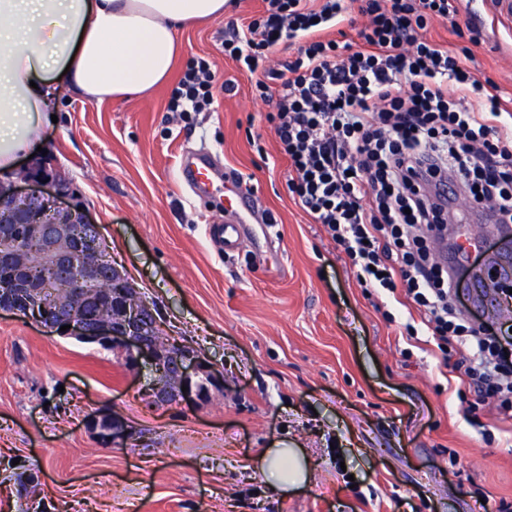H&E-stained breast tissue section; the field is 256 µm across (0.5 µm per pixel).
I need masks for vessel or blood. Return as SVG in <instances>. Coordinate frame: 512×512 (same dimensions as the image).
Instances as JSON below:
<instances>
[{"label":"vessel or blood","instance_id":"obj_1","mask_svg":"<svg viewBox=\"0 0 512 512\" xmlns=\"http://www.w3.org/2000/svg\"><path fill=\"white\" fill-rule=\"evenodd\" d=\"M470 10L472 21L478 25L490 17L500 22L512 21V0H471ZM179 173L181 181L189 184L199 197L205 198L211 210L223 212L224 221L216 225L213 237L224 252L237 250L251 225L263 233L265 242H272L273 237L262 220L259 197L243 184L237 170L218 166L210 152L199 151L180 165ZM481 243L479 233L468 231L459 234L451 248L445 241L436 240L435 249L455 264L463 261Z\"/></svg>","mask_w":512,"mask_h":512}]
</instances>
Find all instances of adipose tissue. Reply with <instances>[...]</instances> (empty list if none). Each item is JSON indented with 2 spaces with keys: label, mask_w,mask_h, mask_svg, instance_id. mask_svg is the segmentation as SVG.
<instances>
[{
  "label": "adipose tissue",
  "mask_w": 512,
  "mask_h": 512,
  "mask_svg": "<svg viewBox=\"0 0 512 512\" xmlns=\"http://www.w3.org/2000/svg\"><path fill=\"white\" fill-rule=\"evenodd\" d=\"M228 0H0V178H11L51 123L63 90L98 101L151 92L181 53L178 28L214 21ZM275 489L310 482L298 448L257 460Z\"/></svg>",
  "instance_id": "obj_1"
}]
</instances>
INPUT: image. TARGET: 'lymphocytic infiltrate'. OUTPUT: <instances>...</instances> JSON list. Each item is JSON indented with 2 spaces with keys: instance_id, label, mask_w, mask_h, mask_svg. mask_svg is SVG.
Masks as SVG:
<instances>
[{
  "instance_id": "1",
  "label": "lymphocytic infiltrate",
  "mask_w": 512,
  "mask_h": 512,
  "mask_svg": "<svg viewBox=\"0 0 512 512\" xmlns=\"http://www.w3.org/2000/svg\"><path fill=\"white\" fill-rule=\"evenodd\" d=\"M264 2L260 17L230 22L224 55L269 107L292 200L327 227L361 286L403 291L438 349L462 351L477 402L511 420L512 333L470 322L432 244L461 219L441 195L448 182L512 224V125L499 120L496 83L466 64L481 29L454 28L468 40L455 50L428 38L434 21L458 15V0ZM353 11L365 19L358 45L325 38ZM283 46L288 58L273 61ZM235 91L200 57L168 109L188 120Z\"/></svg>"
}]
</instances>
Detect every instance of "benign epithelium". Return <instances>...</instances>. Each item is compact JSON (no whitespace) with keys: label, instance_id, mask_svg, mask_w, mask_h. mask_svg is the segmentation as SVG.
<instances>
[{"label":"benign epithelium","instance_id":"7a95c632","mask_svg":"<svg viewBox=\"0 0 512 512\" xmlns=\"http://www.w3.org/2000/svg\"><path fill=\"white\" fill-rule=\"evenodd\" d=\"M65 198L67 190L60 176L39 162L28 165L21 182L0 183V267L11 271L13 283L12 294L0 299V311L37 323L44 317L53 318L60 336L107 345L124 353L132 364L146 361L155 373L153 394L161 404L192 396L202 399L211 389L222 388L223 373L193 348L184 349L169 361L142 323L143 311L151 310L149 303L143 297L135 303L130 301L125 288L128 278L106 265L104 239L98 227L77 206H60L59 201ZM23 236L36 243L38 262L66 281L69 292L64 302L49 304L47 285L29 276L28 257L15 248ZM106 276L115 285L110 296L100 288ZM94 307L104 310L95 321L88 315ZM65 325L70 329L60 330ZM172 367L180 375L179 384L173 388L166 379ZM88 427L105 445L122 439L124 433L123 423L110 412L92 415Z\"/></svg>","mask_w":512,"mask_h":512}]
</instances>
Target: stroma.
I'll return each instance as SVG.
<instances>
[{
	"instance_id": "stroma-1",
	"label": "stroma",
	"mask_w": 512,
	"mask_h": 512,
	"mask_svg": "<svg viewBox=\"0 0 512 512\" xmlns=\"http://www.w3.org/2000/svg\"><path fill=\"white\" fill-rule=\"evenodd\" d=\"M224 18L178 30L168 82L143 97L97 102L62 92L40 140L70 203L97 224L110 259L150 303L163 336L224 373L199 400L154 401L148 365L0 313V512H497L512 505V424L493 402L465 421L469 381L403 295L360 286L325 227L291 200L288 161L253 82L225 59L228 20L258 17L236 0ZM207 58L235 95L187 125L168 111L187 62ZM471 69L512 98V50L472 47ZM202 147L252 178L276 223L274 252L224 255L218 213L178 178ZM512 263L501 247L460 272L478 323L512 325ZM109 409L128 433L103 447L87 427ZM305 449L301 493L256 468L264 449Z\"/></svg>"
}]
</instances>
